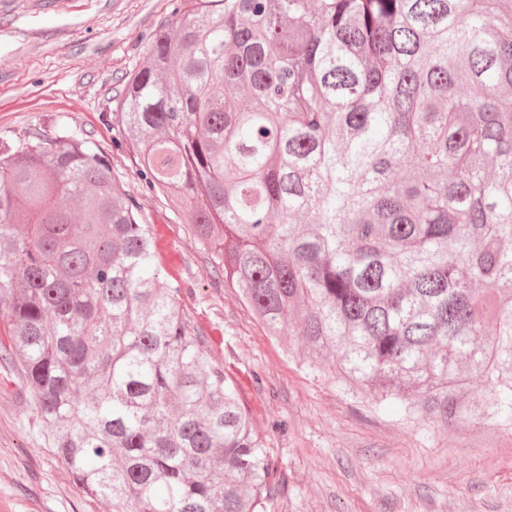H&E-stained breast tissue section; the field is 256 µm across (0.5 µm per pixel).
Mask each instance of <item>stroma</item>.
<instances>
[{"label": "stroma", "instance_id": "1", "mask_svg": "<svg viewBox=\"0 0 512 512\" xmlns=\"http://www.w3.org/2000/svg\"><path fill=\"white\" fill-rule=\"evenodd\" d=\"M175 0H0V145L33 124L90 135L157 233L163 269L216 364L243 389L277 470L267 512H512V426L464 418L444 429L406 419L312 372L301 348L267 336L187 225L143 189L124 145L113 142V99L142 66ZM14 365L0 362V512H112L76 486L48 448Z\"/></svg>", "mask_w": 512, "mask_h": 512}]
</instances>
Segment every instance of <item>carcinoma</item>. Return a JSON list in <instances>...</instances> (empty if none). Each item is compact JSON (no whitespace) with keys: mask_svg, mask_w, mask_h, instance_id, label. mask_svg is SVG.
<instances>
[{"mask_svg":"<svg viewBox=\"0 0 512 512\" xmlns=\"http://www.w3.org/2000/svg\"><path fill=\"white\" fill-rule=\"evenodd\" d=\"M112 113L308 369L411 421L512 425V0H179ZM180 297L91 138L0 148V361L73 482L112 512H267L266 449Z\"/></svg>","mask_w":512,"mask_h":512,"instance_id":"cac0c4a2","label":"carcinoma"}]
</instances>
